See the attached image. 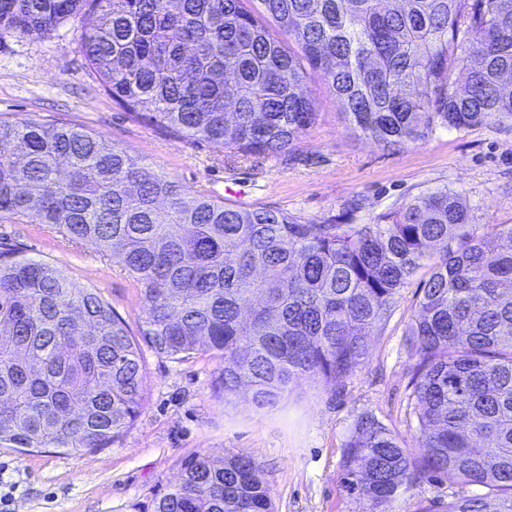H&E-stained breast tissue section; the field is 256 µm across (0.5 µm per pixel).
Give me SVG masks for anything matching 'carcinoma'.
I'll use <instances>...</instances> for the list:
<instances>
[{
    "mask_svg": "<svg viewBox=\"0 0 512 512\" xmlns=\"http://www.w3.org/2000/svg\"><path fill=\"white\" fill-rule=\"evenodd\" d=\"M246 2L0 0V35L48 39L87 17L81 51L112 101L230 154H278L316 123L312 71L383 148L512 127V0ZM0 219L96 245L142 312L135 336L92 290L0 253L1 448L112 447L144 405L143 344L218 356L224 396L247 386L258 408L305 379L336 384L427 267L408 327L422 452L363 415L340 484L363 512H388L402 487L451 472L486 492L421 512H512L511 224L477 233L446 189L369 224L302 222L192 192L85 127L2 116ZM154 512L275 507L251 457L198 454Z\"/></svg>",
    "mask_w": 512,
    "mask_h": 512,
    "instance_id": "cac0c4a2",
    "label": "carcinoma"
}]
</instances>
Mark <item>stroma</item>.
I'll list each match as a JSON object with an SVG mask.
<instances>
[{
	"mask_svg": "<svg viewBox=\"0 0 512 512\" xmlns=\"http://www.w3.org/2000/svg\"><path fill=\"white\" fill-rule=\"evenodd\" d=\"M79 33L75 23L45 40L0 37V113L83 125L188 189L224 201L235 189L241 207H273L304 222L366 224L443 188L460 196L476 227L512 225V128L441 129L387 150L350 129L315 76L304 92L317 122L285 153L234 159L220 144L174 137L113 102L85 64ZM0 252L49 263L137 327V288L95 245L68 244L40 224L0 222ZM427 276L420 269L401 290L361 370L331 385L303 382L273 408H257L244 390L225 398L219 358L178 362L144 350V408L118 443L78 453L0 447V512H154L183 460L199 453L253 458L276 512H362L339 482L358 417L375 416L406 446L419 445L409 398L417 358L407 330ZM480 491L452 475L424 479L402 489L388 512H420Z\"/></svg>",
	"mask_w": 512,
	"mask_h": 512,
	"instance_id": "35a3bbf8",
	"label": "stroma"
}]
</instances>
